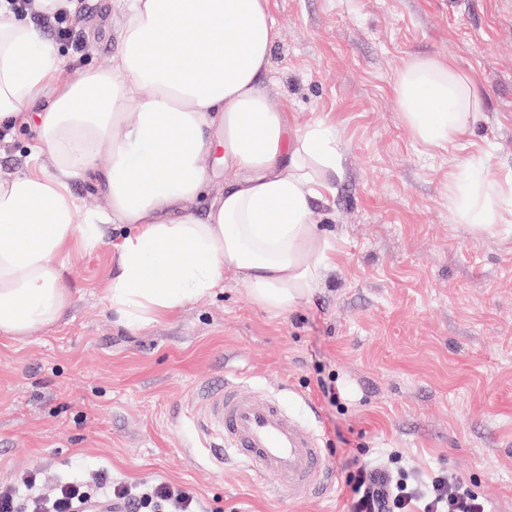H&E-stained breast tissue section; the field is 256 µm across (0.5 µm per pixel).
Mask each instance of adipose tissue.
Instances as JSON below:
<instances>
[{"label":"adipose tissue","mask_w":512,"mask_h":512,"mask_svg":"<svg viewBox=\"0 0 512 512\" xmlns=\"http://www.w3.org/2000/svg\"><path fill=\"white\" fill-rule=\"evenodd\" d=\"M124 15L111 62L60 88L39 114L38 149L51 172L0 178V332L24 336L57 322L72 247L100 245L111 225L131 228L106 290L127 325L211 294L228 269L254 301L284 312L311 294L327 262L311 204L334 192L342 152L322 123L291 129L269 99V0H124ZM60 62L39 28L0 14V127L35 101ZM393 90L425 146L472 134L479 100L445 61L409 56ZM134 92L132 117L125 101ZM216 164L237 179L204 216L187 212ZM74 178L104 190L107 213L80 219L67 191ZM448 203L473 232H493L512 223V177L490 183L480 165L464 163Z\"/></svg>","instance_id":"1"}]
</instances>
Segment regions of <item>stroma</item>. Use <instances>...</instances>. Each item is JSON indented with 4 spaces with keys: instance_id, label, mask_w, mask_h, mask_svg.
<instances>
[{
    "instance_id": "1",
    "label": "stroma",
    "mask_w": 512,
    "mask_h": 512,
    "mask_svg": "<svg viewBox=\"0 0 512 512\" xmlns=\"http://www.w3.org/2000/svg\"><path fill=\"white\" fill-rule=\"evenodd\" d=\"M58 33L65 59L32 104L111 59L119 0H73ZM277 31L264 75L293 127L322 122L342 147L335 194L312 221L329 261L298 307L272 315L232 271L213 293L130 327L106 301L112 242L67 261L68 304L54 324L0 333V486L21 474L44 493L106 469L164 482L203 512H348L358 459L390 455L416 484L442 472L471 483L486 512H512V223L473 234L448 204L462 162L512 176V9L505 0H271ZM412 55L450 63L481 100L472 134L430 149L403 121L393 84ZM32 121L0 138V175L31 173ZM263 386L320 431L336 489L302 502L236 457L217 460L197 425L205 389ZM333 383L330 402L322 386Z\"/></svg>"
}]
</instances>
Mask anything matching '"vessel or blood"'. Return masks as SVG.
Instances as JSON below:
<instances>
[{
	"mask_svg": "<svg viewBox=\"0 0 512 512\" xmlns=\"http://www.w3.org/2000/svg\"><path fill=\"white\" fill-rule=\"evenodd\" d=\"M202 423L217 450L276 478L282 495L302 500L331 493L335 473L321 436L261 389L220 383L202 396Z\"/></svg>",
	"mask_w": 512,
	"mask_h": 512,
	"instance_id": "1",
	"label": "vessel or blood"
}]
</instances>
